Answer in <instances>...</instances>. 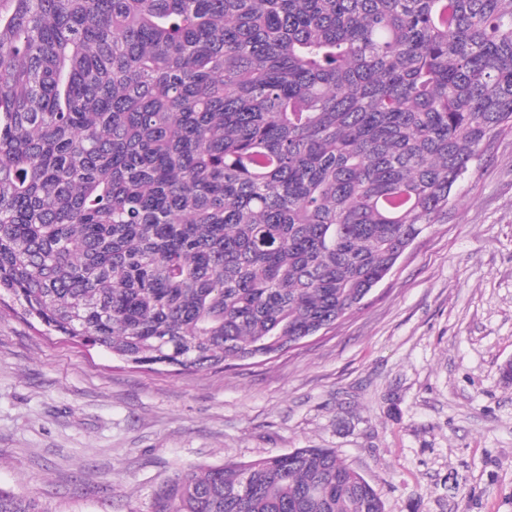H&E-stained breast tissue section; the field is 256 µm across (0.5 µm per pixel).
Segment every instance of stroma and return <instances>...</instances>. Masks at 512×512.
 Here are the masks:
<instances>
[{"instance_id": "1", "label": "stroma", "mask_w": 512, "mask_h": 512, "mask_svg": "<svg viewBox=\"0 0 512 512\" xmlns=\"http://www.w3.org/2000/svg\"><path fill=\"white\" fill-rule=\"evenodd\" d=\"M360 309L268 359L140 368L0 303V486L147 512L188 465L330 448L385 512H512V134Z\"/></svg>"}]
</instances>
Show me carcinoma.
I'll list each match as a JSON object with an SVG mask.
<instances>
[{
	"instance_id": "1",
	"label": "carcinoma",
	"mask_w": 512,
	"mask_h": 512,
	"mask_svg": "<svg viewBox=\"0 0 512 512\" xmlns=\"http://www.w3.org/2000/svg\"><path fill=\"white\" fill-rule=\"evenodd\" d=\"M507 132L512 0H0V296L150 370L278 355ZM149 512L384 507L297 448L177 469Z\"/></svg>"
}]
</instances>
